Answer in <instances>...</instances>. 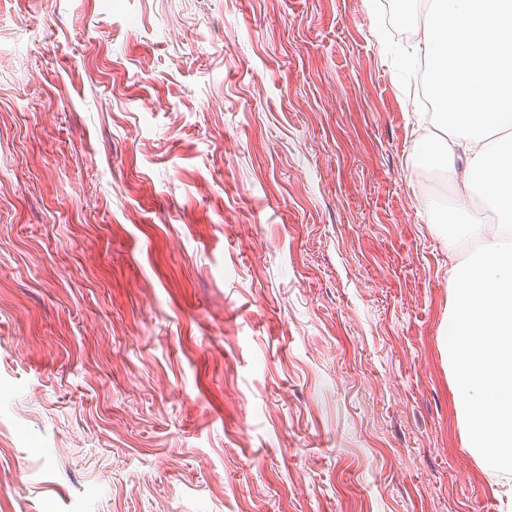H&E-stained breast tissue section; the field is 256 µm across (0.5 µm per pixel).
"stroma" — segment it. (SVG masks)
<instances>
[{"label": "stroma", "instance_id": "1", "mask_svg": "<svg viewBox=\"0 0 512 512\" xmlns=\"http://www.w3.org/2000/svg\"><path fill=\"white\" fill-rule=\"evenodd\" d=\"M398 3L0 0V512H512Z\"/></svg>", "mask_w": 512, "mask_h": 512}]
</instances>
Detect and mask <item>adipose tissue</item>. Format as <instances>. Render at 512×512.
Here are the masks:
<instances>
[{"label":"adipose tissue","instance_id":"adipose-tissue-1","mask_svg":"<svg viewBox=\"0 0 512 512\" xmlns=\"http://www.w3.org/2000/svg\"><path fill=\"white\" fill-rule=\"evenodd\" d=\"M415 53L426 64L439 128L418 168L460 167V189L425 203L449 243L478 240L448 276L441 328L465 445L496 482H512V0H431ZM480 197L481 210L470 206Z\"/></svg>","mask_w":512,"mask_h":512}]
</instances>
